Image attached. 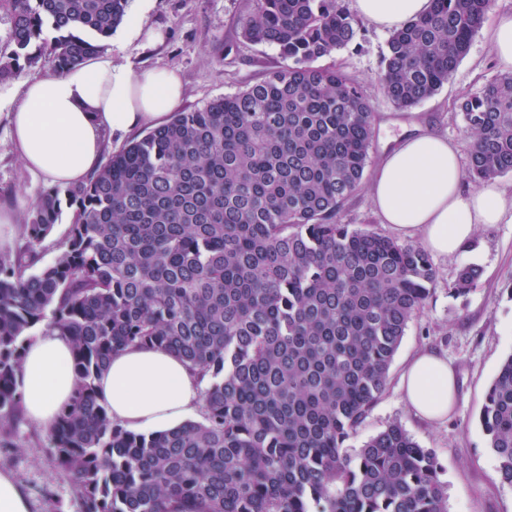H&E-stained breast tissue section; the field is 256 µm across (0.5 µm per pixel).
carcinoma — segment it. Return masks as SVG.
Returning a JSON list of instances; mask_svg holds the SVG:
<instances>
[{
  "instance_id": "carcinoma-1",
  "label": "carcinoma",
  "mask_w": 512,
  "mask_h": 512,
  "mask_svg": "<svg viewBox=\"0 0 512 512\" xmlns=\"http://www.w3.org/2000/svg\"><path fill=\"white\" fill-rule=\"evenodd\" d=\"M128 0H0V82L47 57L61 75L101 51ZM495 0H432L392 32L379 75L409 110L452 76ZM241 36L285 65L174 112L86 182L46 190L0 256V430L23 424L33 331L69 337L71 402L47 432L81 512H447L434 452L397 423L347 441L387 388L435 270L418 246L340 222L370 162L359 85L315 62L354 42L340 0H247ZM468 178L512 172V72L459 105ZM55 261L34 272L62 206ZM481 272L463 266L453 291ZM153 347L204 381L201 420L140 434L96 382L112 355ZM512 486V356L480 416Z\"/></svg>"
}]
</instances>
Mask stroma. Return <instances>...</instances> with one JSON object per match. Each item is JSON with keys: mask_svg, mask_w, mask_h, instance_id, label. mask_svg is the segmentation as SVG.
Returning a JSON list of instances; mask_svg holds the SVG:
<instances>
[{"mask_svg": "<svg viewBox=\"0 0 512 512\" xmlns=\"http://www.w3.org/2000/svg\"><path fill=\"white\" fill-rule=\"evenodd\" d=\"M246 0H129L124 22L103 48L113 63L133 69H173L184 83L181 110L232 95L260 81L283 60L276 47L246 42L239 21ZM165 34L154 43L132 37L134 25ZM359 38L336 53V63L368 95L374 112L371 164H378L403 134L419 124L464 140V123L457 105L499 75L483 33H476L454 74L432 97L403 111L388 101L377 75L387 52L389 32L361 22ZM48 181L29 174L13 146L5 111H0V203L27 213ZM436 271L422 311L408 325L389 370L386 391L371 408L356 435L353 448L391 423H399L424 448L431 449L447 485L448 512H512V487L501 483L498 460L490 448L480 413L486 392L503 361L512 355V218L478 228L473 243L458 255L433 258ZM482 271L473 291L454 294L459 268ZM421 349L437 352L457 376V402L446 421L429 425L404 404L400 376L411 355ZM17 451L0 454V470L11 472L26 494L31 512H79L68 481L48 450L47 434L24 424L12 436ZM53 501H46L44 491Z\"/></svg>", "mask_w": 512, "mask_h": 512, "instance_id": "35a3bbf8", "label": "stroma"}]
</instances>
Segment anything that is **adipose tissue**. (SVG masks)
I'll return each instance as SVG.
<instances>
[{
    "instance_id": "1",
    "label": "adipose tissue",
    "mask_w": 512,
    "mask_h": 512,
    "mask_svg": "<svg viewBox=\"0 0 512 512\" xmlns=\"http://www.w3.org/2000/svg\"><path fill=\"white\" fill-rule=\"evenodd\" d=\"M352 2L359 16L383 30L398 29L431 8V0ZM182 94L175 71L136 72L108 58L0 87V100L11 103L12 140L27 170L59 186L80 183L100 169L104 132L161 126ZM461 157L457 142L434 131L418 129L396 138L369 183L380 222L443 257L470 243L479 226L500 223L512 209V198L493 184L466 189ZM22 374L26 418L49 430L77 384L68 337L38 330L27 346ZM202 388L174 355L130 348L112 357L97 393L114 422L150 433L178 427L200 411ZM401 392L421 418L439 421L454 402V372L437 353L418 352L402 374Z\"/></svg>"
}]
</instances>
